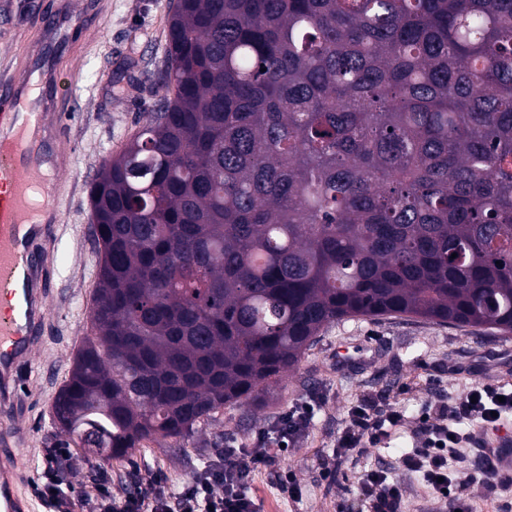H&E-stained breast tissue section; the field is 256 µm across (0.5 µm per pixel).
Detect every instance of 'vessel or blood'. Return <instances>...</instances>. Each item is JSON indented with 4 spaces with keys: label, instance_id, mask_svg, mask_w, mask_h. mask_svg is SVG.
Returning a JSON list of instances; mask_svg holds the SVG:
<instances>
[{
    "label": "vessel or blood",
    "instance_id": "1",
    "mask_svg": "<svg viewBox=\"0 0 512 512\" xmlns=\"http://www.w3.org/2000/svg\"><path fill=\"white\" fill-rule=\"evenodd\" d=\"M28 9L37 13V26L14 35L35 51L0 78V306L13 302L19 309L15 315L0 309V512L29 509L11 441L25 405L20 373L49 317L52 247L61 227L57 199L65 154L51 144L44 117L65 103L43 90L57 80L53 54L67 47L68 33L85 26L80 12L61 20L42 12L39 0H30ZM486 441L495 467L512 469V436L493 431Z\"/></svg>",
    "mask_w": 512,
    "mask_h": 512
}]
</instances>
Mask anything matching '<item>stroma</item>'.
Segmentation results:
<instances>
[{
	"instance_id": "35a3bbf8",
	"label": "stroma",
	"mask_w": 512,
	"mask_h": 512,
	"mask_svg": "<svg viewBox=\"0 0 512 512\" xmlns=\"http://www.w3.org/2000/svg\"><path fill=\"white\" fill-rule=\"evenodd\" d=\"M175 0H45L60 16L93 5L96 15L85 33L74 35L70 53L57 56L61 85L71 109L63 113L61 143L70 157L60 178L57 201L63 231L56 249L50 324L43 343L24 371L29 408L20 417L19 465L36 479L45 449L68 441L52 413L56 393L69 377L73 358L91 333L96 272L100 261L91 237L89 180L105 159L117 156L142 128L156 99L155 74L166 50L167 21ZM512 387V347L505 336L478 338L470 328L403 319L344 318L331 322L261 403L228 407L215 421L181 439L143 442L126 457L90 458L73 449L63 482L101 484L122 495L135 475L161 474L178 488L202 469L224 444L238 445L271 430L278 417L312 394L324 404L307 436L289 450L284 463L295 470L301 499L282 494L273 475L256 472L249 493L261 512H339L362 507L357 477L370 469L396 472L401 455L414 448L419 418L427 405L460 394L471 383ZM389 398L405 423L378 446L342 459L334 479L322 476L332 446L350 409L362 398Z\"/></svg>"
}]
</instances>
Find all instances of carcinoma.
<instances>
[{
  "label": "carcinoma",
  "instance_id": "obj_1",
  "mask_svg": "<svg viewBox=\"0 0 512 512\" xmlns=\"http://www.w3.org/2000/svg\"><path fill=\"white\" fill-rule=\"evenodd\" d=\"M167 37L90 188L76 447L190 436L343 317L512 335V0H177Z\"/></svg>",
  "mask_w": 512,
  "mask_h": 512
}]
</instances>
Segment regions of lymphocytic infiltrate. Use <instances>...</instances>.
I'll return each instance as SVG.
<instances>
[{
  "label": "lymphocytic infiltrate",
  "instance_id": "f902f5d3",
  "mask_svg": "<svg viewBox=\"0 0 512 512\" xmlns=\"http://www.w3.org/2000/svg\"><path fill=\"white\" fill-rule=\"evenodd\" d=\"M321 400L310 399L283 413L276 435L256 436L251 447L233 445L219 450L214 461L203 467L180 488L168 486L160 474L138 480L123 496L107 489L95 492L78 490L57 478L58 464L66 451L54 448L44 454L42 471L32 489L34 497L51 512H62L70 500L85 501L91 512H259V505L249 495L248 486L256 471L273 473L280 491L298 497L301 484L293 470L282 467L281 460L308 432ZM512 418V392H501L489 385H474L466 392L437 399L428 405L418 429V443L401 456V470L419 474L430 497L449 512H475L468 489L477 475L488 478V494L512 491V471L498 472L484 465L480 473L462 469L466 458L464 439L457 432L459 423L467 422L490 428ZM404 422L395 408L376 409L366 401L354 409L338 435L333 456L340 457L376 446ZM358 492L368 512H404V487L399 479L384 470L364 471L358 479Z\"/></svg>",
  "mask_w": 512,
  "mask_h": 512
}]
</instances>
